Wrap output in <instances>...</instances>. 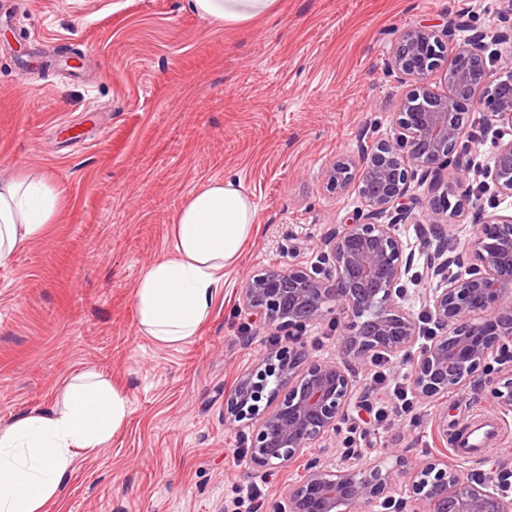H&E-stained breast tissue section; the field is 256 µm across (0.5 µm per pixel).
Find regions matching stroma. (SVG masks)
Masks as SVG:
<instances>
[{
	"label": "stroma",
	"instance_id": "35a3bbf8",
	"mask_svg": "<svg viewBox=\"0 0 512 512\" xmlns=\"http://www.w3.org/2000/svg\"><path fill=\"white\" fill-rule=\"evenodd\" d=\"M499 0H280L276 13L224 26L188 0H0V179L45 177L62 197L55 224L0 266V423L64 400L94 371L123 390L130 415L111 443L80 453L53 512H227L238 488L282 499L308 463L351 450L392 467L435 457L465 478L512 471V411L488 389L418 401L419 420L378 432L372 367L348 358L364 407L291 462L253 467L248 427L224 422L239 376L285 344L247 311V276L309 265L330 225L361 208L326 190L324 171L365 132L391 135L402 93L386 74L401 30L471 11L480 29ZM110 133L88 141L93 120ZM242 182L257 230L198 336L172 346L137 330L133 289L171 244L170 219L209 180ZM342 311L309 325L317 359L342 356ZM497 414L489 455L456 459L435 411Z\"/></svg>",
	"mask_w": 512,
	"mask_h": 512
}]
</instances>
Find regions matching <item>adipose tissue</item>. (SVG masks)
<instances>
[{
    "instance_id": "1",
    "label": "adipose tissue",
    "mask_w": 512,
    "mask_h": 512,
    "mask_svg": "<svg viewBox=\"0 0 512 512\" xmlns=\"http://www.w3.org/2000/svg\"><path fill=\"white\" fill-rule=\"evenodd\" d=\"M278 0H189L203 18L228 26L276 11ZM62 205L49 180L16 173L0 181V266L42 237ZM256 231V207L242 183L213 179L172 218L168 252L141 274L133 291L138 330L163 345L197 336L224 286V271ZM124 391L86 372L68 385L62 406L0 425V512H48L74 471L79 451L108 445L126 423Z\"/></svg>"
}]
</instances>
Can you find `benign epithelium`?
Returning a JSON list of instances; mask_svg holds the SVG:
<instances>
[{
	"label": "benign epithelium",
	"mask_w": 512,
	"mask_h": 512,
	"mask_svg": "<svg viewBox=\"0 0 512 512\" xmlns=\"http://www.w3.org/2000/svg\"><path fill=\"white\" fill-rule=\"evenodd\" d=\"M502 28L493 35L476 30L460 42V19L438 29L415 24L400 35L386 73L407 87L393 136L360 146L325 171L326 188L355 192L362 207L351 221L333 224L321 248L329 269L288 263L252 272L241 300L264 323L288 330V345L265 355L241 375L224 402V421L251 427L249 460L267 468L298 457L339 428L357 399L355 382L342 359L310 356L302 332L325 313L348 318L346 353L365 363L381 354L411 352L419 333L405 307L406 280L414 254H404L398 225L416 217L411 183L446 168L462 178L424 204L430 236L423 270L438 286L423 296L434 322L433 339L412 359V384L423 398L461 389L488 371V359L512 343V216L489 217L459 249L448 238V218L474 206L472 174L478 188L512 197V70L493 67L496 46L512 42V0H502ZM444 73V89L432 76ZM478 110L502 127L494 163L475 162V143L465 140L469 112ZM455 201H450V198ZM464 266L463 276L448 268ZM498 403L512 408V369L484 380ZM396 470L348 460L329 469L310 463L270 512H512V500L465 480L435 458L398 457ZM408 498H395L398 486Z\"/></svg>",
	"instance_id": "obj_1"
}]
</instances>
